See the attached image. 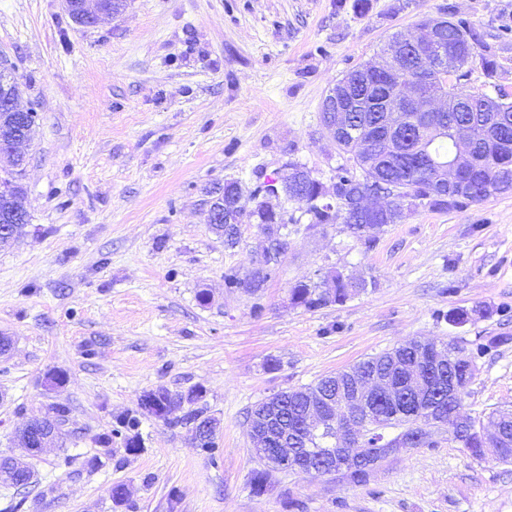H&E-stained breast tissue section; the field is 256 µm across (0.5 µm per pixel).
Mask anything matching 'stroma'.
Wrapping results in <instances>:
<instances>
[{"instance_id": "1", "label": "stroma", "mask_w": 512, "mask_h": 512, "mask_svg": "<svg viewBox=\"0 0 512 512\" xmlns=\"http://www.w3.org/2000/svg\"><path fill=\"white\" fill-rule=\"evenodd\" d=\"M127 0L97 27L62 0H0V66L39 120L23 177L29 222L0 246V454L67 405L63 442L29 458L0 512H512V464L474 458L434 431L432 448L381 461L363 485L302 471L250 482L247 413L411 338L456 340L476 355L462 403L481 418L512 408V194L450 211L419 209L372 244L345 224L309 226L301 204L278 275L258 292L224 271L253 268L261 238L243 216L232 249L207 222L212 191L245 190L290 161L325 185L348 157L321 106L337 79L378 58L389 36L454 12L497 61L468 65V87L512 92V0ZM339 270L369 280L344 304L292 305L299 281ZM207 301H200V291ZM470 311L456 327L450 309ZM505 344L477 354L478 345ZM63 377L60 387L49 375ZM193 395L214 420L202 450L183 410L140 412L139 397ZM135 414L137 450L98 437ZM127 494L114 503L110 488Z\"/></svg>"}]
</instances>
